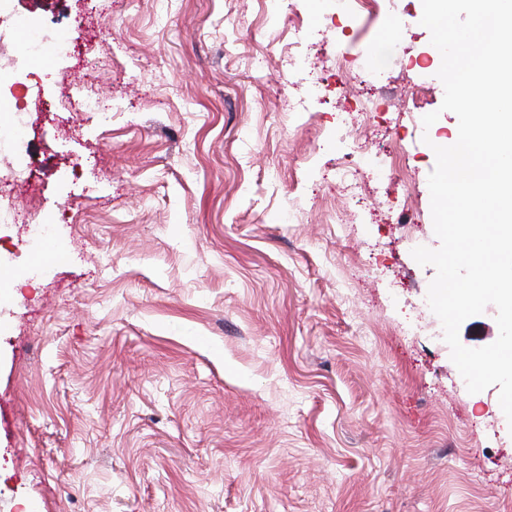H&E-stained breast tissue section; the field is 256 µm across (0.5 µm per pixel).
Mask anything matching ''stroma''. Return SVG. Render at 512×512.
Segmentation results:
<instances>
[{
    "label": "stroma",
    "mask_w": 512,
    "mask_h": 512,
    "mask_svg": "<svg viewBox=\"0 0 512 512\" xmlns=\"http://www.w3.org/2000/svg\"><path fill=\"white\" fill-rule=\"evenodd\" d=\"M333 8L13 0L7 54L82 39L31 60L46 112L0 107L28 162L0 157V512H512L499 388L468 392L411 255L457 133L422 0L357 35ZM298 27L330 84L305 112ZM24 244L31 253H38L43 240L53 231L52 224H24Z\"/></svg>",
    "instance_id": "obj_1"
}]
</instances>
